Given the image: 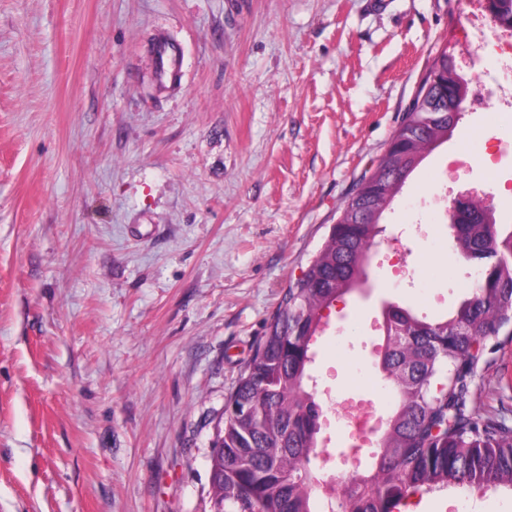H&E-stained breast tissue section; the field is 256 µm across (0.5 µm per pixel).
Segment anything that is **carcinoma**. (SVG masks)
<instances>
[{
	"label": "carcinoma",
	"instance_id": "cac0c4a2",
	"mask_svg": "<svg viewBox=\"0 0 512 512\" xmlns=\"http://www.w3.org/2000/svg\"><path fill=\"white\" fill-rule=\"evenodd\" d=\"M438 111L404 113L385 165L368 182H406L455 130L448 86L431 88ZM388 209L384 194L347 203L326 242L257 340L241 371L210 452V512H400L418 491L466 485L512 491V430L467 412L478 335L512 323V231L495 212L487 224H452L463 258L481 278L447 315L418 317L407 307L382 309L384 340L376 357L392 401L369 464L355 472L336 500L317 468L320 402L311 385L314 346L325 310L366 282V258Z\"/></svg>",
	"mask_w": 512,
	"mask_h": 512
}]
</instances>
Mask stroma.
Returning a JSON list of instances; mask_svg holds the SVG:
<instances>
[{"label": "stroma", "instance_id": "obj_1", "mask_svg": "<svg viewBox=\"0 0 512 512\" xmlns=\"http://www.w3.org/2000/svg\"><path fill=\"white\" fill-rule=\"evenodd\" d=\"M475 44L462 0H0V512H204L241 370L445 50L487 79L316 344L338 401L386 409L367 325L469 282L440 193L512 224ZM483 345L468 407L512 429V327Z\"/></svg>", "mask_w": 512, "mask_h": 512}]
</instances>
